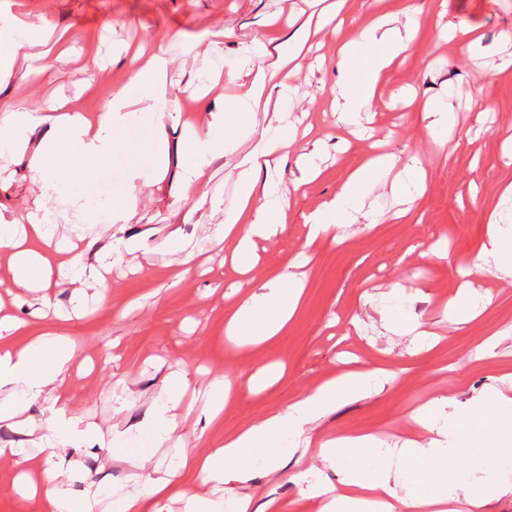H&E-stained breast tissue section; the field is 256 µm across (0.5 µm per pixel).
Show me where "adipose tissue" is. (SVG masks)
Masks as SVG:
<instances>
[{"label":"adipose tissue","instance_id":"adipose-tissue-1","mask_svg":"<svg viewBox=\"0 0 512 512\" xmlns=\"http://www.w3.org/2000/svg\"><path fill=\"white\" fill-rule=\"evenodd\" d=\"M325 27V21L305 18L292 42L262 43L260 61L248 59L226 71L225 81L246 85L236 99L234 112H211L205 128L182 148L187 162L180 174L181 183L192 193L213 159L237 150L238 130L261 132L262 149L246 154L233 168L234 202L227 206L221 198L211 200L213 209L224 213V222L217 227L218 238L241 266L252 263L254 239L269 237L284 223L289 206L284 194L258 184L260 174L270 167V156L288 140L287 133L272 131L279 120V108L272 105L267 89L273 85L281 91L287 88L289 65H302L305 44ZM415 28L411 22L404 29H396L381 16L343 46L339 66L344 76L336 86V98L348 124H357L361 113L373 106L383 73L409 50ZM170 63L162 44L147 57H132L125 81L113 88L92 117L76 110L67 98L44 104L37 112L21 102H1L0 146L9 155L27 158L42 194L54 191L56 175L61 171L76 180L96 178L104 172L108 159L128 152V143L117 132L127 127L130 114L161 116L168 96L165 80ZM49 67L47 52L40 50L38 41L30 40L22 51L8 53L0 60V81L15 73L38 75ZM43 126L48 127V136L35 137V130ZM396 167V155L380 154L352 171L336 196L308 216V244L343 225L356 223L375 182ZM77 207L76 201L66 200L51 210L26 213L24 226L0 224V244L13 250L10 271L15 284L37 281L49 286L52 268L48 256L55 252H68L69 265L95 278L111 267V254L99 251L90 257L75 251L73 243L64 244L57 238V224L72 223L71 212ZM501 222L499 212L489 213L486 240L472 262L474 272L512 275V237L501 231ZM299 267V262H289L276 279L246 296L228 318L226 332L254 343L277 336L303 295L305 285L298 275ZM24 331V321L0 317V387L12 388L11 394L0 400V422L16 418L49 387L63 382L73 358L70 341L53 331L26 336L22 346H12L10 337ZM388 379V372L381 368L328 378L284 410L226 434L206 453L184 456L183 465L204 479L226 485L248 481L259 463L277 469L284 438L299 437L326 409L376 389ZM499 380V385L490 387L486 394L498 408V416L487 415L480 404L458 414V401L452 395L435 397L422 406L414 422L427 438L404 442L399 450L406 462L402 471L382 463L365 466L376 446L374 435L323 441L320 455L327 463L340 465L343 478L336 487L316 479L308 482V497L319 502L317 512H485L493 499L512 495V372H502ZM185 385V375H171L163 402L147 418L156 447L180 446L173 432ZM443 414L448 417L444 425L439 422ZM461 455L475 460L474 474L449 468V460ZM174 477V471L164 470L149 479L138 494H121L106 502L99 491L91 489L83 496H71L59 472L47 463L42 470V486L49 512H146L148 506L159 505L173 493Z\"/></svg>","mask_w":512,"mask_h":512}]
</instances>
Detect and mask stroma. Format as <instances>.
<instances>
[{
  "label": "stroma",
  "mask_w": 512,
  "mask_h": 512,
  "mask_svg": "<svg viewBox=\"0 0 512 512\" xmlns=\"http://www.w3.org/2000/svg\"><path fill=\"white\" fill-rule=\"evenodd\" d=\"M305 0H0L1 15H23L67 30L72 56L55 60L50 75L13 79L0 85L1 101H23L37 107L56 97L73 99L83 111L97 110L114 84L125 77V60L116 49L153 47L156 37L179 32L171 44L167 73L170 100L160 128L131 124L127 155L114 157L108 173L92 183H73L61 176L62 189L40 196L32 185L26 160L10 161L11 176L0 186V222L9 224L34 206H57L60 200L86 201L111 193L113 203H132L136 220L131 233L141 234V248L125 251L122 235L93 209L86 224L59 225L58 237L75 234L117 254L105 283L91 279L73 285L53 275L48 293L52 305L45 318L32 317L43 293L15 287L8 247L0 245V312L27 321L32 330L49 327L74 343L75 362L59 388L66 412L79 428L94 435L59 450L56 463L74 496L87 486L109 493L120 486L134 493L147 473L134 461L176 470L179 496L168 499L165 512H185V494L211 492L215 483L179 469L178 458L155 451L140 421L162 401L168 375L186 373L184 404L174 436L198 454L241 426L282 410L303 392L339 372L384 368L392 380L384 388L328 409L307 433V452L284 455L277 470L257 467L251 482L233 486L234 497L260 504L274 498L281 512H314L296 476L317 472L324 482L339 484L340 467L326 465L316 443L342 435L379 433L384 459L407 436L408 413L445 389H453L460 411H467L493 385L494 375L512 369V278L472 275L475 290L489 292L492 303L473 320L453 324L443 307L458 291L461 268L469 266L486 239L492 210L512 214V199L502 197L512 182V164L503 157L512 137V68H500L512 53L501 33L512 31V0H346L343 18L329 23L315 42L303 68L289 81L286 124L295 141L274 160L281 190L290 194L288 216L269 239L258 241L257 262L241 272L223 246L213 240L222 213L211 211L199 196H184L178 174L179 153L193 129L206 119L205 101H222L232 111L236 85L223 83L202 96L191 65V53L214 41L226 29L224 64L234 66L254 40L288 41V26L270 29L275 15L299 13ZM385 14L393 26L419 18L411 48L386 70L378 86V104L365 122L364 137L347 132L340 122L334 92L339 48L372 16ZM474 29L479 48L466 51L439 28ZM451 107L456 119L446 139L428 129L430 104ZM163 142L168 164L158 184L132 179L134 171L151 167L150 146ZM399 156L401 164L419 163L427 176L425 192L404 203L389 185H378L367 200L375 223L358 219L307 246L306 217L335 197L346 177L372 147ZM259 147L258 136H241L238 154L214 159L202 190L231 201L230 171L239 154ZM318 151L320 175L300 191L302 154ZM179 233L185 252L170 248ZM443 243L447 258L427 251ZM309 261L303 269L301 305L279 336L258 346L224 332L225 315L244 294L278 276L298 254ZM80 289L91 309L76 316L70 304ZM400 316L435 324L436 346L422 345L411 335L389 331L387 320ZM493 340L489 352L481 345ZM231 378L234 394L221 423H207L200 413L214 379ZM53 394L27 407L25 429L0 422V445L25 448L31 473L43 460L44 426L58 409ZM21 466L0 459V512H44L42 495L23 496L15 484Z\"/></svg>",
  "instance_id": "stroma-1"
}]
</instances>
